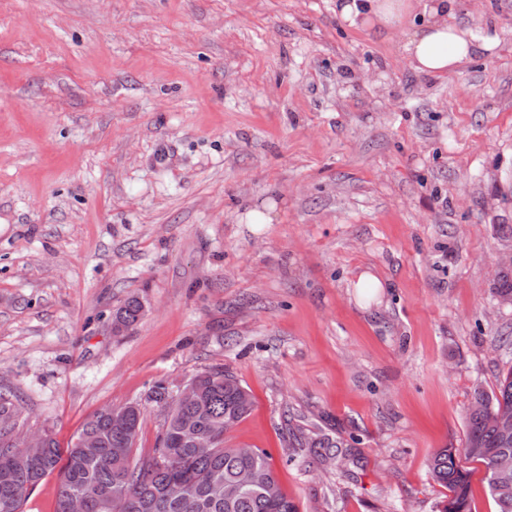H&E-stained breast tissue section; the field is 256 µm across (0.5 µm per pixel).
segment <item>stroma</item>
<instances>
[{
  "instance_id": "35a3bbf8",
  "label": "stroma",
  "mask_w": 512,
  "mask_h": 512,
  "mask_svg": "<svg viewBox=\"0 0 512 512\" xmlns=\"http://www.w3.org/2000/svg\"><path fill=\"white\" fill-rule=\"evenodd\" d=\"M487 3L497 57L427 77L336 0H0V393L21 430L64 447L224 367L253 400L230 445L265 451L298 512H438L432 454L512 367V0L459 19ZM132 295L144 316L113 334ZM289 424L338 446L292 447Z\"/></svg>"
}]
</instances>
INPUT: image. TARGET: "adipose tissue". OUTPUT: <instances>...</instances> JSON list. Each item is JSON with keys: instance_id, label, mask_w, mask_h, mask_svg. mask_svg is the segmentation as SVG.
<instances>
[{"instance_id": "adipose-tissue-1", "label": "adipose tissue", "mask_w": 512, "mask_h": 512, "mask_svg": "<svg viewBox=\"0 0 512 512\" xmlns=\"http://www.w3.org/2000/svg\"><path fill=\"white\" fill-rule=\"evenodd\" d=\"M461 8V0H336L337 15L349 25L400 34L409 67L426 75L459 71L499 47L488 17L465 24L458 19Z\"/></svg>"}]
</instances>
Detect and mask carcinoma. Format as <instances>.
<instances>
[{
	"mask_svg": "<svg viewBox=\"0 0 512 512\" xmlns=\"http://www.w3.org/2000/svg\"><path fill=\"white\" fill-rule=\"evenodd\" d=\"M144 313L137 296L128 297L112 316V331L134 327ZM193 401L162 417L155 447L138 450L143 405L157 406L172 394L166 381L155 382L144 403L136 404L131 426L108 420L111 407L95 412L67 447L47 430V446L35 457L18 454V408L0 393V512H23L30 492L57 473L55 512H67L74 497L86 512H297L282 491L266 452L226 445L224 430L252 410L250 394L229 372L212 368L192 378ZM469 408L462 448H440L431 457L432 479L448 490L440 512H472L471 475L460 455L482 462L497 512H512V481L501 482V464L512 468V434L490 424V413L512 410V366L502 372L491 392L477 389ZM216 434L214 447L201 450L194 438Z\"/></svg>",
	"mask_w": 512,
	"mask_h": 512,
	"instance_id": "cac0c4a2",
	"label": "carcinoma"
}]
</instances>
